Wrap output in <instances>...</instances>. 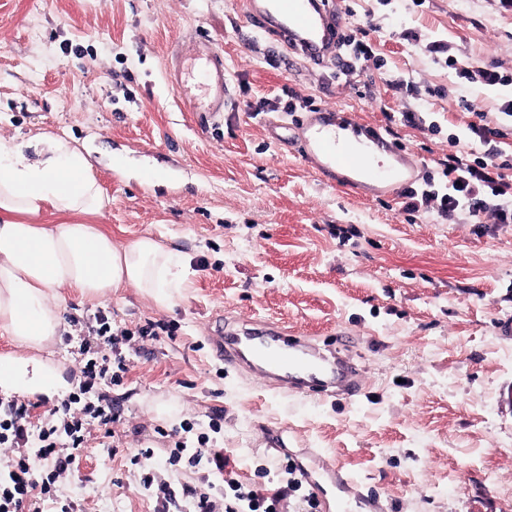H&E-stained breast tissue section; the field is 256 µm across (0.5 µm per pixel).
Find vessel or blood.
<instances>
[{
  "label": "vessel or blood",
  "instance_id": "obj_1",
  "mask_svg": "<svg viewBox=\"0 0 512 512\" xmlns=\"http://www.w3.org/2000/svg\"><path fill=\"white\" fill-rule=\"evenodd\" d=\"M243 5L255 27L316 65L322 64L329 49L340 42L346 25L345 12L331 7L328 0H243ZM199 58L204 62V83L186 80L179 68L169 77L179 98L189 102L198 119L211 122L222 116L229 104L230 82L221 53L204 48ZM343 127V119L332 107L316 111L302 127L303 151L323 176L338 186L392 199L416 183L418 166L406 155H397L396 165L387 168L378 164V154L391 150L381 132L372 131L371 144L365 147L343 140ZM209 342L226 365L248 367L262 377L274 376L285 383L297 382L303 393L322 394L333 386L353 396L364 386L356 368L341 361L330 364L328 357L309 352L304 342L272 322L228 326ZM357 506L386 512L384 501L365 495L333 497L327 509L353 512Z\"/></svg>",
  "mask_w": 512,
  "mask_h": 512
}]
</instances>
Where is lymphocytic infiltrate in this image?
<instances>
[{"label": "lymphocytic infiltrate", "instance_id": "1", "mask_svg": "<svg viewBox=\"0 0 512 512\" xmlns=\"http://www.w3.org/2000/svg\"><path fill=\"white\" fill-rule=\"evenodd\" d=\"M470 130L486 148L483 161L473 165L449 155L442 182L429 177L405 190V210L433 211L444 219L464 210L476 224L512 223V207L504 203L512 197V162L503 160L494 144L501 132L484 119L471 123ZM152 334L149 328L116 333L101 320L96 336L79 337L73 350L85 361L77 395L36 421L23 404L11 402L0 410V512H42L94 433L111 436L120 414L109 391L121 380L122 348L132 337Z\"/></svg>", "mask_w": 512, "mask_h": 512}]
</instances>
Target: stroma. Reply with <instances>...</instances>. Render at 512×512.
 Listing matches in <instances>:
<instances>
[{"label": "stroma", "mask_w": 512, "mask_h": 512, "mask_svg": "<svg viewBox=\"0 0 512 512\" xmlns=\"http://www.w3.org/2000/svg\"><path fill=\"white\" fill-rule=\"evenodd\" d=\"M344 4L373 50L349 83L336 78L339 58L310 66L258 31L241 0H0V137L49 133L87 152L104 198L96 224L117 243L148 235L187 259L189 286L167 309L131 287L93 303L68 294V325L40 355L66 391L0 388L42 416L83 381L76 327L101 315L116 330L158 325L125 351L111 437L91 440L57 486L76 512H164L142 486L149 473L178 494L228 493L205 466L165 462L176 441L194 448L202 436L248 486H285L306 462L344 469L388 512H512V224L359 199L319 177L294 124L282 142L265 134L288 102L300 116L334 105L437 177L460 145L484 153L468 101L512 158V12L498 0ZM201 39L223 54L232 87L206 126L167 75L171 51L191 54ZM468 66L507 81L459 77ZM228 320L344 347L363 391L292 394L226 368L208 338ZM167 402L176 412L157 417ZM279 428L285 446L270 449ZM146 447L153 458L137 459Z\"/></svg>", "instance_id": "stroma-1"}]
</instances>
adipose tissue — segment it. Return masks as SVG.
<instances>
[{
  "label": "adipose tissue",
  "mask_w": 512,
  "mask_h": 512,
  "mask_svg": "<svg viewBox=\"0 0 512 512\" xmlns=\"http://www.w3.org/2000/svg\"><path fill=\"white\" fill-rule=\"evenodd\" d=\"M103 206L86 156L64 139L0 138V333L19 347L39 350L58 336L63 288L101 301L132 286L160 308L181 296L184 257L149 236L117 243L92 222ZM27 379L65 385L34 358L0 371L7 389Z\"/></svg>",
  "instance_id": "obj_1"
}]
</instances>
